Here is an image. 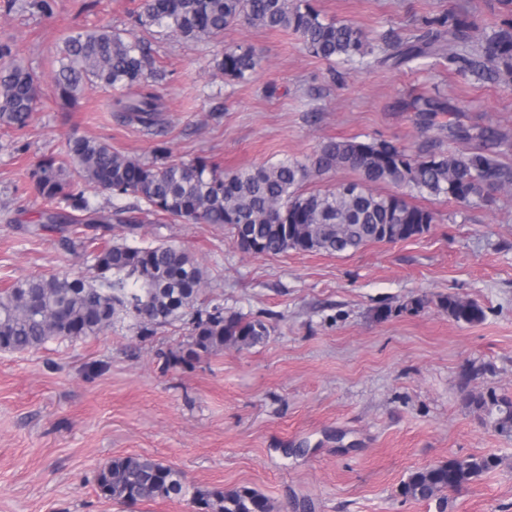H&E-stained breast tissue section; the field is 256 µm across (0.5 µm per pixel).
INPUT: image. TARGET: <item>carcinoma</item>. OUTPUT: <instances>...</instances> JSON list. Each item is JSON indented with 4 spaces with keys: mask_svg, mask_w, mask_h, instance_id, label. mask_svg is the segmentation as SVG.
Wrapping results in <instances>:
<instances>
[{
    "mask_svg": "<svg viewBox=\"0 0 512 512\" xmlns=\"http://www.w3.org/2000/svg\"><path fill=\"white\" fill-rule=\"evenodd\" d=\"M245 22L267 31H292L308 53L326 61L351 62L373 53L365 32L345 21L327 20L314 0H142L129 31L99 27L68 34L58 51L54 83L59 97L73 101L88 84L113 93V111L122 122L158 136L147 159L121 154L108 142L70 135L58 153L41 158L30 179L47 204H64L40 213V223L21 230L40 237L59 235L67 253L91 258V275H32L0 289V352L27 353L50 342L95 338L116 324L136 334L190 318L186 341L166 355L178 363L199 362L226 347L251 348L265 341L269 327L260 316L224 310L216 301L199 306L206 271L183 245L161 239L168 221L227 226L245 252L275 256L290 250L354 253L371 243L406 241L429 232L437 214L409 198H445L463 207L512 188V164L491 145L504 138L486 127L473 135L454 123L437 122L454 112L442 98H418L411 107L425 127L485 145L469 151L415 150L395 140L330 138L305 159L232 170L208 157L170 161L161 138V95L156 83L164 72L151 71L150 45L139 31L154 28L188 41L209 42L224 29ZM477 21L467 14L426 18L406 39L387 43L381 66L402 67L426 57L448 61L459 72L512 83V17L504 18L474 48ZM229 81L245 82L260 65L253 47L229 48L213 59ZM154 80H149L148 72ZM138 87L132 95L127 90ZM40 98V85L14 62L13 44L0 40V127L24 130ZM349 171L356 179L324 190L306 185L322 176ZM381 186L394 191L382 192ZM110 193L112 203L94 204L88 188ZM153 225L155 241L138 246L129 238ZM437 308L450 320L472 325L485 319L475 299L442 295ZM470 403L496 410L497 428L512 433V399L474 395ZM499 465L494 456L450 457L410 471L399 487L406 500L436 502ZM98 495L120 504L188 499L193 512H273L270 500L250 486L231 489L189 487L175 467L152 457L117 456L96 478Z\"/></svg>",
    "mask_w": 512,
    "mask_h": 512,
    "instance_id": "obj_1",
    "label": "carcinoma"
}]
</instances>
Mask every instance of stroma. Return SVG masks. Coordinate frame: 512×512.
Returning a JSON list of instances; mask_svg holds the SVG:
<instances>
[{
  "mask_svg": "<svg viewBox=\"0 0 512 512\" xmlns=\"http://www.w3.org/2000/svg\"><path fill=\"white\" fill-rule=\"evenodd\" d=\"M0 2V40L35 73L42 96L28 127L0 128V288L32 274L86 276L90 259L22 233L43 209L31 166L65 135L103 138L113 150L149 157L154 139L111 112L112 93L85 86L74 105L58 98L52 72L61 37L103 25L130 26L141 0H57L53 16L27 0ZM322 16L361 27L372 47L406 38L419 19L469 12L491 32L503 0H316ZM165 72L162 128L170 157L204 156L225 169L311 155L327 139H393L416 148L468 149L417 125L404 100L443 94L450 120L505 135L512 162V84L490 82L427 59L400 69L373 57L328 63L289 31L241 23L208 43L150 32ZM248 45L264 66L248 83L213 68L217 51ZM437 224L420 238L374 243L354 254L240 250L229 230L169 223L208 272L206 297L263 314L270 335L250 349H225L192 365L166 363L186 325L136 336L126 325L24 354L0 353V512H192L187 501L118 505L95 478L107 459L151 456L197 487H254L275 512H437L403 500L409 471L453 456L502 463L451 495L446 512H512V433L473 409L468 396L512 397V191L462 208L429 200ZM456 293L477 299L484 322L463 326L435 305ZM426 306L408 310L411 299ZM395 307L382 319L377 311Z\"/></svg>",
  "mask_w": 512,
  "mask_h": 512,
  "instance_id": "stroma-1",
  "label": "stroma"
}]
</instances>
